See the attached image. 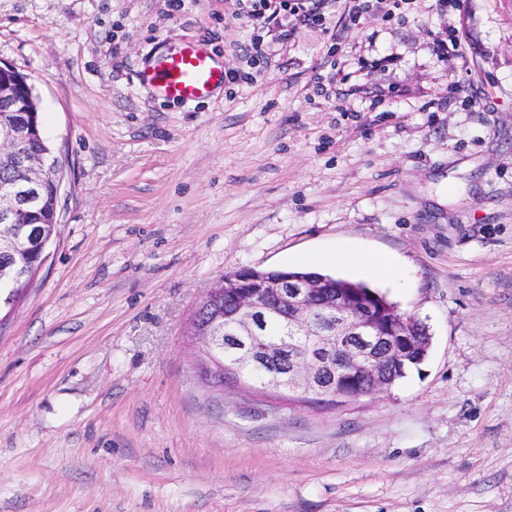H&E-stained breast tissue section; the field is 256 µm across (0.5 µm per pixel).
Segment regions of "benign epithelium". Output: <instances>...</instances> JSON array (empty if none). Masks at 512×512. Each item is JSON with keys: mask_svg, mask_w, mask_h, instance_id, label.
<instances>
[{"mask_svg": "<svg viewBox=\"0 0 512 512\" xmlns=\"http://www.w3.org/2000/svg\"><path fill=\"white\" fill-rule=\"evenodd\" d=\"M38 112L31 85L24 75L0 62V161L16 170V178L0 187V250L21 254L32 247L46 252L52 236L44 224L41 191L49 178L61 185V164L48 146L34 151L29 114ZM329 284L314 276L272 275L252 268L232 273L210 288L201 305L221 311L202 324L193 315L187 335L202 344L197 369L205 380L219 373L229 383L253 388L250 378L260 361L278 360L281 346L295 353L288 365L263 375L260 387L272 389L290 405L334 406L390 389L383 368L402 360L417 347L407 316L385 319L363 310L340 292L325 294ZM280 321L281 336L264 335V321ZM231 336L234 345L216 355ZM354 368L371 379L369 390L345 386Z\"/></svg>", "mask_w": 512, "mask_h": 512, "instance_id": "obj_1", "label": "benign epithelium"}]
</instances>
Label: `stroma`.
I'll use <instances>...</instances> for the list:
<instances>
[{"instance_id":"1","label":"stroma","mask_w":512,"mask_h":512,"mask_svg":"<svg viewBox=\"0 0 512 512\" xmlns=\"http://www.w3.org/2000/svg\"><path fill=\"white\" fill-rule=\"evenodd\" d=\"M277 34L253 57L241 0H0L63 167L0 319V512H512V0ZM183 40L239 80L160 99L141 72ZM344 246L402 270L324 267L426 323L422 364L329 410L200 379L215 282Z\"/></svg>"}]
</instances>
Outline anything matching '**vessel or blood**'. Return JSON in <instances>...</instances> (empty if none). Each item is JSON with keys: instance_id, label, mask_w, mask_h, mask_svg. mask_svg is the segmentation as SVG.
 <instances>
[{"instance_id": "obj_1", "label": "vessel or blood", "mask_w": 512, "mask_h": 512, "mask_svg": "<svg viewBox=\"0 0 512 512\" xmlns=\"http://www.w3.org/2000/svg\"><path fill=\"white\" fill-rule=\"evenodd\" d=\"M142 78L167 100L189 103L208 97L224 84L226 70L203 45L183 42L168 47L143 71Z\"/></svg>"}]
</instances>
